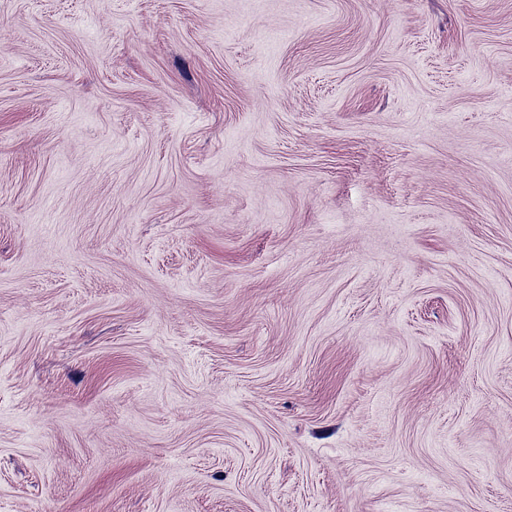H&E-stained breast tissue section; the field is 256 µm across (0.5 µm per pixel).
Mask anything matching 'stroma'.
<instances>
[{
  "label": "stroma",
  "instance_id": "35a3bbf8",
  "mask_svg": "<svg viewBox=\"0 0 512 512\" xmlns=\"http://www.w3.org/2000/svg\"><path fill=\"white\" fill-rule=\"evenodd\" d=\"M0 512H512V0H0Z\"/></svg>",
  "mask_w": 512,
  "mask_h": 512
}]
</instances>
